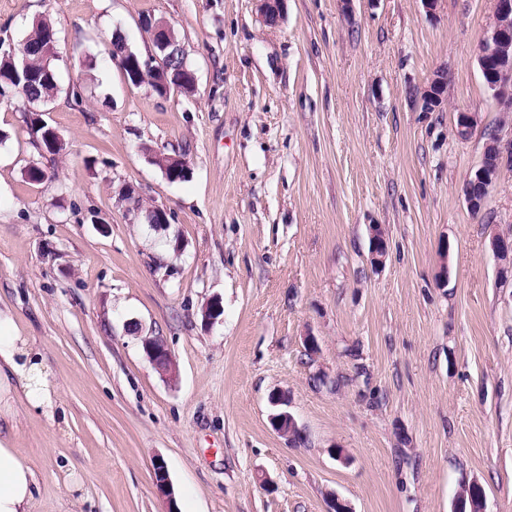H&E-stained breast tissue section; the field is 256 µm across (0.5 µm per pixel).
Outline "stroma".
Masks as SVG:
<instances>
[{"mask_svg":"<svg viewBox=\"0 0 512 512\" xmlns=\"http://www.w3.org/2000/svg\"><path fill=\"white\" fill-rule=\"evenodd\" d=\"M259 7L0 0V53L39 19L61 52L45 107L60 155L35 147L23 103L0 104V313L57 403L53 420L14 404L32 512H167L158 459L177 512H453L473 481L485 512H512V270L490 249L512 230V166L480 213L463 194L488 139L512 138L477 64L494 0H286L273 27ZM144 14L181 38L193 95L112 65L113 31L145 52ZM439 72L447 103L424 111ZM461 112L478 115L465 141ZM178 153L191 173L172 182L151 157ZM129 187L167 224L130 221ZM276 391L299 440L271 425ZM371 263L375 268L384 266L387 255L386 230L381 224L369 225ZM143 343L154 369L164 378H173L176 375V365L163 341L157 336H148L144 338Z\"/></svg>","mask_w":512,"mask_h":512,"instance_id":"stroma-1","label":"stroma"}]
</instances>
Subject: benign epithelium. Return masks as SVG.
<instances>
[{
    "mask_svg": "<svg viewBox=\"0 0 512 512\" xmlns=\"http://www.w3.org/2000/svg\"><path fill=\"white\" fill-rule=\"evenodd\" d=\"M260 13L263 21L272 26L280 19L285 0H260ZM493 22L489 34L484 39L477 57L483 76L487 79L488 89L505 109L512 108V0H494ZM446 76L436 75L420 92L422 107L426 112L442 109L446 102L444 96ZM477 124L474 112H460L455 125V136L466 140ZM512 152V145L501 142L500 138L489 139L484 147L482 161L465 182V200L469 208L477 212L485 201L489 188L496 180L505 155ZM371 263L374 267L384 266L387 255L386 230L381 224L369 225ZM491 247L499 261L512 260V236L496 234L492 237ZM147 357L154 369L164 378L176 375V365L163 341L155 336L144 338ZM270 403L278 408L272 415V426L279 434L289 436L296 428L294 417L288 412V395L284 392L273 393ZM154 479L158 492L167 500L168 512H175L174 495L164 462L154 463Z\"/></svg>",
    "mask_w": 512,
    "mask_h": 512,
    "instance_id": "obj_1",
    "label": "benign epithelium"
}]
</instances>
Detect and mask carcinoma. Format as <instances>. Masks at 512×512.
<instances>
[{
	"instance_id": "obj_1",
	"label": "carcinoma",
	"mask_w": 512,
	"mask_h": 512,
	"mask_svg": "<svg viewBox=\"0 0 512 512\" xmlns=\"http://www.w3.org/2000/svg\"><path fill=\"white\" fill-rule=\"evenodd\" d=\"M54 34L56 30L50 22L39 20L14 51L0 55V95L8 100L19 98L29 105L26 124L36 147L56 155L63 150V142L48 127L39 124L40 114L36 110V106L49 101L58 89L53 62L60 57L59 48L55 47L50 54H45L47 37ZM174 40L175 45L164 54L155 42L145 55L130 53L131 65L124 69L129 84L135 88L146 86L161 98L176 89L183 95L192 94L196 87V82L188 76L192 67L185 59L182 41L177 36ZM23 60L28 63V73L19 76V62Z\"/></svg>"
}]
</instances>
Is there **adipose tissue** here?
Wrapping results in <instances>:
<instances>
[{"label":"adipose tissue","instance_id":"1","mask_svg":"<svg viewBox=\"0 0 512 512\" xmlns=\"http://www.w3.org/2000/svg\"><path fill=\"white\" fill-rule=\"evenodd\" d=\"M21 386L31 408L50 411L51 388L43 363L26 338L0 333V393ZM13 408L0 407V512H31L36 483L33 470L18 456L12 441Z\"/></svg>","mask_w":512,"mask_h":512}]
</instances>
